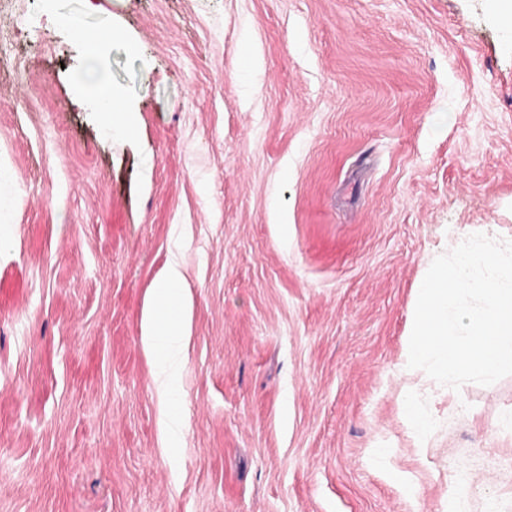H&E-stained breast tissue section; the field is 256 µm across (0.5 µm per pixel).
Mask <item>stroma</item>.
Wrapping results in <instances>:
<instances>
[{"instance_id":"stroma-1","label":"stroma","mask_w":512,"mask_h":512,"mask_svg":"<svg viewBox=\"0 0 512 512\" xmlns=\"http://www.w3.org/2000/svg\"><path fill=\"white\" fill-rule=\"evenodd\" d=\"M80 27L115 33L134 137L99 120ZM474 233L512 240L490 0H0V512H512V375L406 361L432 261ZM178 239L169 402L140 324Z\"/></svg>"}]
</instances>
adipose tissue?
Masks as SVG:
<instances>
[{"mask_svg": "<svg viewBox=\"0 0 512 512\" xmlns=\"http://www.w3.org/2000/svg\"><path fill=\"white\" fill-rule=\"evenodd\" d=\"M99 32H87L83 40L88 47L91 90L103 107L100 119L105 127L119 130L124 136H133L135 122L126 112L119 97L110 94L99 67L102 47ZM188 298L184 291L182 265L177 257H170L161 275L156 279L151 302L141 321V339L144 348L154 357L152 380L164 394L174 392L183 370L184 339L187 334Z\"/></svg>", "mask_w": 512, "mask_h": 512, "instance_id": "adipose-tissue-1", "label": "adipose tissue"}]
</instances>
